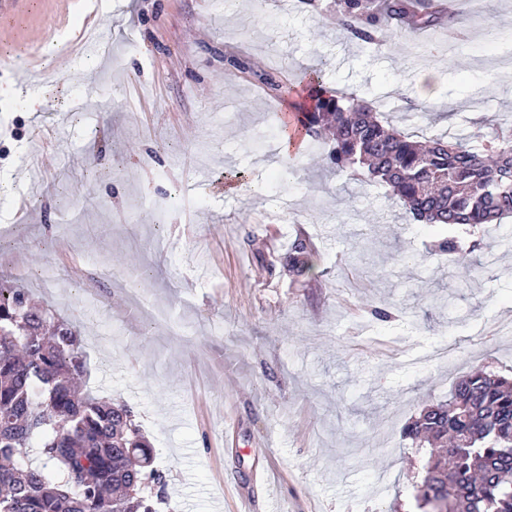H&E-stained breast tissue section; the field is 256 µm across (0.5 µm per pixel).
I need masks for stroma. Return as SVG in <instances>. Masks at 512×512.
<instances>
[{"instance_id": "obj_1", "label": "stroma", "mask_w": 512, "mask_h": 512, "mask_svg": "<svg viewBox=\"0 0 512 512\" xmlns=\"http://www.w3.org/2000/svg\"><path fill=\"white\" fill-rule=\"evenodd\" d=\"M318 2L27 0L0 20L17 62L54 51L28 75L39 111L0 70L16 102L0 110V186L27 193L18 173L56 151L35 219L0 206V269L79 325L88 388L132 409L168 476L162 512H235L240 485L253 512H418L426 471L404 425L474 369L512 376V217L421 224L387 187L334 171L327 144L281 154L288 100L262 81L296 95L321 67L414 139L482 143L512 122V0H460L452 52L444 29L419 50L361 45ZM97 27L109 51L83 55ZM428 69L438 95L422 100ZM202 172L222 186L195 188ZM80 176L87 204L69 192ZM444 238L456 253L435 250ZM67 254L72 269L39 283ZM87 264L111 270L106 288L75 286ZM262 470L268 484L250 483Z\"/></svg>"}]
</instances>
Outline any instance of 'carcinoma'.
Segmentation results:
<instances>
[{"label": "carcinoma", "instance_id": "carcinoma-1", "mask_svg": "<svg viewBox=\"0 0 512 512\" xmlns=\"http://www.w3.org/2000/svg\"><path fill=\"white\" fill-rule=\"evenodd\" d=\"M330 8L350 40L373 47L462 24L434 0H332ZM323 77L305 72L289 107L307 135L332 133L336 171H363L426 224L512 216L511 127L489 144L415 141L357 96L330 94ZM310 248L299 241L288 264L303 270ZM88 373L76 324L0 283V512H157L166 483L149 469L152 448L130 408L79 392ZM403 435L448 441L427 461L418 504L439 495L445 512H512V378L471 371Z\"/></svg>", "mask_w": 512, "mask_h": 512}]
</instances>
